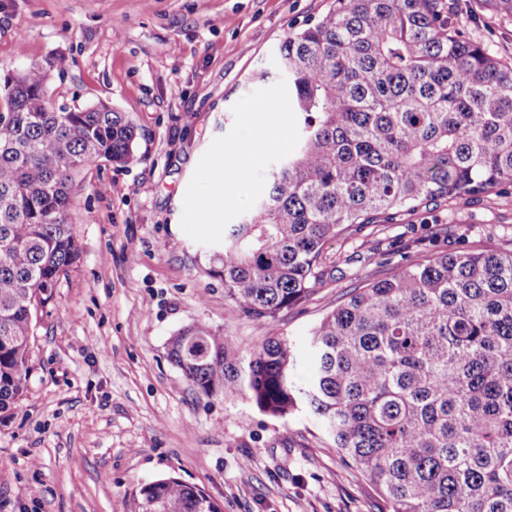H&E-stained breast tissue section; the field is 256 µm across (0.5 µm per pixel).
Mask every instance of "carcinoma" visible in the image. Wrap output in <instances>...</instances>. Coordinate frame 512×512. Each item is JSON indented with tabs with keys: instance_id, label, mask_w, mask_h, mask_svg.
Here are the masks:
<instances>
[{
	"instance_id": "cac0c4a2",
	"label": "carcinoma",
	"mask_w": 512,
	"mask_h": 512,
	"mask_svg": "<svg viewBox=\"0 0 512 512\" xmlns=\"http://www.w3.org/2000/svg\"><path fill=\"white\" fill-rule=\"evenodd\" d=\"M476 2L512 22V0ZM278 61L299 142L209 256L224 297L269 336L246 358L198 321L170 361L202 396L308 410L379 512H512V251L432 254L354 290L312 329L302 383L301 351L276 330L322 283L328 242L512 186V63L463 38L448 0H332ZM54 67L0 82V423L25 392L38 308L80 256L79 177L135 159L129 113L49 107ZM137 512L222 509L167 477L140 487Z\"/></svg>"
}]
</instances>
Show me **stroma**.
Wrapping results in <instances>:
<instances>
[{
    "instance_id": "35a3bbf8",
    "label": "stroma",
    "mask_w": 512,
    "mask_h": 512,
    "mask_svg": "<svg viewBox=\"0 0 512 512\" xmlns=\"http://www.w3.org/2000/svg\"><path fill=\"white\" fill-rule=\"evenodd\" d=\"M331 0H0V79L60 59L52 105L104 101L138 128L135 160L94 164L71 222L80 258L43 308L26 391L0 424V512H134L140 487L176 477L223 512H377V496L306 411L199 395L168 359L202 320L240 352L267 336L181 228L183 201L233 106L281 78L277 49ZM458 28L512 59V24L459 0ZM266 71V81L255 80ZM107 192H98V184ZM512 250V191L401 216L324 248L323 282L281 316L304 344L336 302L400 263Z\"/></svg>"
}]
</instances>
